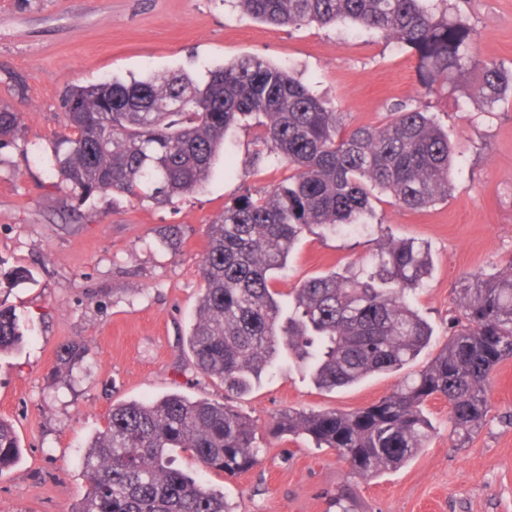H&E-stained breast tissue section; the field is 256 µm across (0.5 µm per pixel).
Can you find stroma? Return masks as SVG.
<instances>
[{
	"mask_svg": "<svg viewBox=\"0 0 512 512\" xmlns=\"http://www.w3.org/2000/svg\"><path fill=\"white\" fill-rule=\"evenodd\" d=\"M448 5L478 31L481 56L512 69V0ZM247 55L289 70L350 126L380 125L396 103L429 112L457 166L448 200L409 210L376 194L360 230L312 226L274 282L285 296L372 262L383 240L414 241L432 258L411 298L434 328L430 346L403 371L333 392L280 367L235 402L256 426L260 464L204 481L223 489L232 512H327L343 485L365 512H512V358L495 371L490 411L469 439L458 441L447 402L432 400L427 447L369 480L336 451L269 430L288 410L352 412L389 394L447 341L467 278L512 260V96L490 105L470 94L474 73L427 93L400 43L349 24L273 26L230 0H0V100L24 114L22 137L0 148V302L24 329L19 348L0 356V419L22 445L19 462L0 472V512H71L87 491L86 446L114 405L170 393L223 401V384L196 372L186 334L208 225L239 195L289 174L249 165L257 126L232 127L205 184L167 206L120 195L78 202L55 188L46 160L70 86L175 69L201 76ZM73 342L87 353L65 379L57 356Z\"/></svg>",
	"mask_w": 512,
	"mask_h": 512,
	"instance_id": "1",
	"label": "stroma"
}]
</instances>
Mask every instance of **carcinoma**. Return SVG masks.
<instances>
[{"instance_id":"1","label":"carcinoma","mask_w":512,"mask_h":512,"mask_svg":"<svg viewBox=\"0 0 512 512\" xmlns=\"http://www.w3.org/2000/svg\"><path fill=\"white\" fill-rule=\"evenodd\" d=\"M235 3L275 26L351 22L404 44L415 50L430 90L476 72L474 93L485 102L512 91V72L481 58L477 31L436 16L426 0ZM63 115L54 186L81 202L118 194L174 203L208 179L224 133L251 116L261 128L251 165L291 170L273 189L224 206L208 227L203 288L187 344L195 369L223 383L227 401L170 394L112 406L85 454L88 491L74 512H229L224 493L175 467L174 453L227 476L259 464L254 424L231 399L250 393L283 361L333 391L399 371L430 343L431 326L407 301L431 271L422 245L385 242L375 265L307 279L287 300L271 280L309 227L360 223L370 212V187L411 210L448 199L452 149L425 113L401 106L384 124L350 127L289 71L246 56L201 79L181 70L74 85ZM22 126V113L0 101V146L16 142ZM459 304L462 318L415 377L353 412H284L273 421L275 434L335 450L364 480L402 466L425 447L431 399L448 402L458 439L469 438L490 410L493 371L512 357V260L500 274L471 275ZM21 342L14 311L0 304V353ZM83 353L79 343L64 346L60 367L72 369ZM19 457L16 432L0 419V471Z\"/></svg>"}]
</instances>
